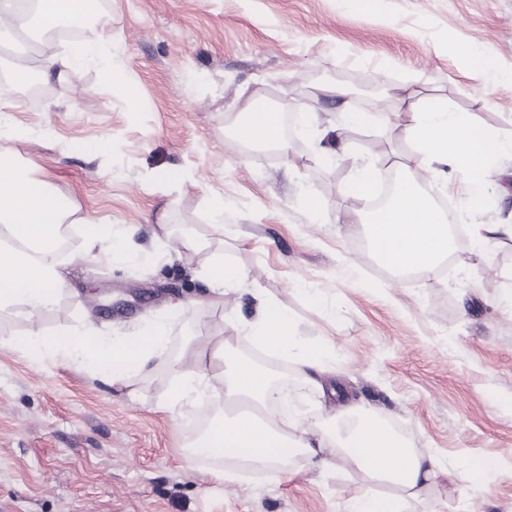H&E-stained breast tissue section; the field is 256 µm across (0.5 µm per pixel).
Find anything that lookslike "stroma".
Returning <instances> with one entry per match:
<instances>
[{"instance_id":"stroma-1","label":"stroma","mask_w":512,"mask_h":512,"mask_svg":"<svg viewBox=\"0 0 512 512\" xmlns=\"http://www.w3.org/2000/svg\"><path fill=\"white\" fill-rule=\"evenodd\" d=\"M390 23L370 21L337 0H105L112 62L137 90L105 83L94 63L45 80L39 100L25 86L0 92L5 144L33 160L54 191L98 224H132V249L154 246L156 224L208 232L216 204L238 241L224 255L243 269L244 288L226 308L250 321L257 292L276 297L299 335L326 336L336 365L321 389L303 391L316 407L365 408L434 452L447 474L432 500L441 512H512V241H491L473 263L455 250L429 281L378 273L357 201L343 191L354 160L386 166L407 147L384 127L349 131L354 158L314 164L311 150L239 148L227 116L250 96L278 103L301 94L327 126L343 105L328 87L417 80L503 136H512V83L463 67L441 51L446 37L512 71V0H386ZM57 38L11 45L0 58L10 72H37L45 51L70 56L99 40ZM112 149L94 150L101 137ZM467 211L466 234L480 224H512V160ZM321 204L311 213L310 199ZM74 291L41 313L52 331L90 313L106 334L121 336L161 315L170 301L202 299L205 254L157 265L112 266L89 260L79 225L60 250ZM316 288L320 302L306 299ZM29 320L0 316V512H341L368 485L345 466L321 475L295 458L289 474L238 469L215 478L226 461L188 462L185 445L209 406L158 410L167 389L157 373L140 395L49 360L36 362L5 339ZM494 457L502 469L484 482L459 476L462 460Z\"/></svg>"}]
</instances>
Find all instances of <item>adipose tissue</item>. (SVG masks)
Masks as SVG:
<instances>
[{
  "label": "adipose tissue",
  "mask_w": 512,
  "mask_h": 512,
  "mask_svg": "<svg viewBox=\"0 0 512 512\" xmlns=\"http://www.w3.org/2000/svg\"><path fill=\"white\" fill-rule=\"evenodd\" d=\"M394 109L408 113L409 121L395 137L409 154L402 167L407 175L386 205L376 208L372 164L358 165L347 190L361 204V222L367 242L392 276L417 275L427 279L453 250L451 220L441 211L416 172L431 171L439 183L449 173L465 174L468 187L462 198L471 207L496 173V165L512 156V138L476 120L446 100L416 95L403 86L392 98ZM233 137L248 146H271L287 151L281 136L280 114L262 99H246L228 116ZM77 209L40 178L36 164L16 149L0 146V313L9 311L30 318L52 307L68 291L63 262L57 255L65 225L75 223ZM218 239L200 235L190 226L172 231L161 225L155 239L165 243L177 237L190 253H208L201 271L212 286L211 297L176 300L162 321L123 336H104L90 316L73 326L48 333L39 328L11 338L10 343L29 357L58 364L82 365L101 379L139 392L154 371L168 378V388L157 407L171 411L186 403L213 409L205 428L189 442L190 460L213 456L223 449L226 458L264 471H287L292 459L325 450L319 466L329 472L345 463L370 480L390 484L394 492L372 490L350 499L345 512H415L414 505L435 484L442 467L431 453L417 448L413 438L399 435L376 412L367 409L323 411L310 424L302 400L284 395L283 385L270 363L285 360L301 385L314 384L336 361V347L325 336L298 335L288 308L276 298H259L256 316L236 327L231 336H206L185 341L180 351L171 348V329L189 310H223L224 296L237 291L243 271L225 260L226 240L237 239L225 226L224 209L214 211ZM131 229L103 225L86 234V250L103 263H147L159 251L133 252L127 247ZM246 337L261 359L242 356L239 337Z\"/></svg>",
  "instance_id": "1"
}]
</instances>
